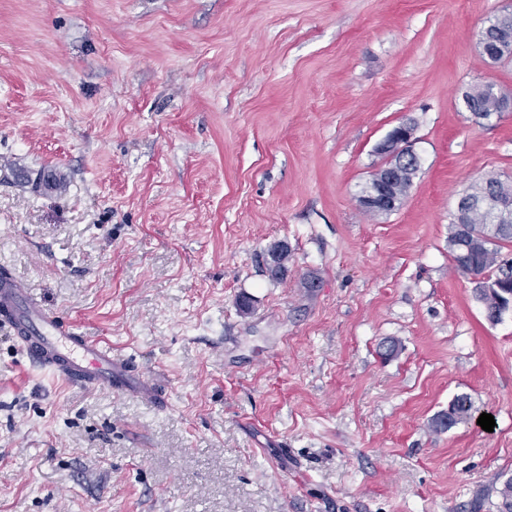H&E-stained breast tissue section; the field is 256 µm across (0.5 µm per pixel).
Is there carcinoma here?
<instances>
[{"mask_svg": "<svg viewBox=\"0 0 512 512\" xmlns=\"http://www.w3.org/2000/svg\"><path fill=\"white\" fill-rule=\"evenodd\" d=\"M473 106L488 113L497 105L495 98L487 91L477 86L465 93ZM468 247L470 272L481 279L479 282V298L488 299L487 290L490 288H507L512 285V272L505 271L498 263L497 258L502 250L512 245V229L504 230L497 235L490 232L487 223L482 217H477L466 229H460L457 224L449 225L448 248L453 263L462 261L459 248L460 242ZM472 403L465 395L456 396L448 406V411L437 415L432 421V428L436 431L454 427L457 424L471 419Z\"/></svg>", "mask_w": 512, "mask_h": 512, "instance_id": "1", "label": "carcinoma"}]
</instances>
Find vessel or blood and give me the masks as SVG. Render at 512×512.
<instances>
[{
	"label": "vessel or blood",
	"mask_w": 512,
	"mask_h": 512,
	"mask_svg": "<svg viewBox=\"0 0 512 512\" xmlns=\"http://www.w3.org/2000/svg\"><path fill=\"white\" fill-rule=\"evenodd\" d=\"M0 327L13 336L32 366L64 384L119 390L129 378L128 359L48 309L4 269L0 270Z\"/></svg>",
	"instance_id": "obj_1"
}]
</instances>
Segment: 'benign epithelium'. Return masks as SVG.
<instances>
[{
  "label": "benign epithelium",
  "instance_id": "obj_1",
  "mask_svg": "<svg viewBox=\"0 0 512 512\" xmlns=\"http://www.w3.org/2000/svg\"><path fill=\"white\" fill-rule=\"evenodd\" d=\"M498 18L501 25L496 37L488 39L483 36L479 40L481 52L491 60L512 48V7L501 10ZM415 143L414 127L401 124L378 144L376 151L386 161L370 178V188L357 197L361 209L376 215H388L403 205L404 198L394 191L393 185L401 174L419 170L420 157L414 149ZM473 211L483 213L495 229L512 222V204L503 199L462 198L457 204L456 223H468Z\"/></svg>",
  "mask_w": 512,
  "mask_h": 512
}]
</instances>
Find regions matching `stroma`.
<instances>
[{
    "mask_svg": "<svg viewBox=\"0 0 512 512\" xmlns=\"http://www.w3.org/2000/svg\"><path fill=\"white\" fill-rule=\"evenodd\" d=\"M506 6L0 0V267L167 399L65 385L0 330V512H499L512 308L487 319L448 227L512 179V112L463 103L512 93L478 44ZM403 123L419 171L366 214ZM461 394L493 431L430 429ZM482 86L487 91L499 96L502 105L500 109L497 111V114H500V112H512L511 93L506 94L503 90L499 89L493 83H485L482 84ZM486 90H483L481 89L480 86H477L471 89L469 92L465 93V97L468 100L470 99L473 106H475L481 111L473 108L471 104L464 99V105L468 109V111L473 112L474 115L483 119L489 118L490 116L486 115L485 113H490V111L494 109L497 105L495 98Z\"/></svg>",
    "mask_w": 512,
    "mask_h": 512,
    "instance_id": "1",
    "label": "stroma"
}]
</instances>
